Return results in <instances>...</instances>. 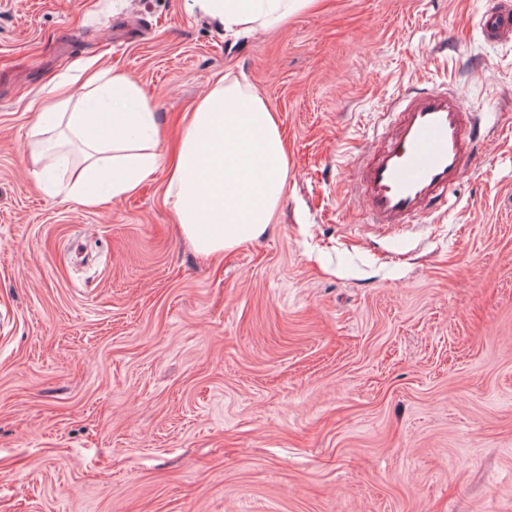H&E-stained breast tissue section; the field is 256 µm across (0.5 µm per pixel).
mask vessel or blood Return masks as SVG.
<instances>
[{
    "instance_id": "vessel-or-blood-1",
    "label": "vessel or blood",
    "mask_w": 512,
    "mask_h": 512,
    "mask_svg": "<svg viewBox=\"0 0 512 512\" xmlns=\"http://www.w3.org/2000/svg\"><path fill=\"white\" fill-rule=\"evenodd\" d=\"M480 26L489 40L512 39V11L491 7ZM383 117L381 143L352 167L349 186L363 200L369 223L409 224L447 200L467 170L481 127L448 90L402 96Z\"/></svg>"
}]
</instances>
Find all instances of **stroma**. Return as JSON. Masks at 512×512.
<instances>
[{
	"label": "stroma",
	"instance_id": "stroma-1",
	"mask_svg": "<svg viewBox=\"0 0 512 512\" xmlns=\"http://www.w3.org/2000/svg\"><path fill=\"white\" fill-rule=\"evenodd\" d=\"M494 0H317L241 38L186 0H0V512H512V40ZM95 63L167 150L224 74L276 112L257 241L197 254L157 170L89 209L32 174ZM485 138L454 206L367 224L343 179L406 91ZM480 26L491 41L512 39V11L492 6L481 16Z\"/></svg>",
	"mask_w": 512,
	"mask_h": 512
}]
</instances>
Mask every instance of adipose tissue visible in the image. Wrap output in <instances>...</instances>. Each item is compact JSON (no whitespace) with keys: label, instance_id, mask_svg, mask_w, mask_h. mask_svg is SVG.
<instances>
[{"label":"adipose tissue","instance_id":"adipose-tissue-1","mask_svg":"<svg viewBox=\"0 0 512 512\" xmlns=\"http://www.w3.org/2000/svg\"><path fill=\"white\" fill-rule=\"evenodd\" d=\"M312 0H191L225 31L246 35L283 23ZM81 98L60 91L32 129L36 177L53 179L49 158L77 146L68 199L97 208L134 195L167 164L164 199L184 237L206 257L258 239L272 224L288 180L286 143L275 112L237 79L218 78L185 113L169 158L158 151L154 105L128 74L88 68Z\"/></svg>","mask_w":512,"mask_h":512}]
</instances>
